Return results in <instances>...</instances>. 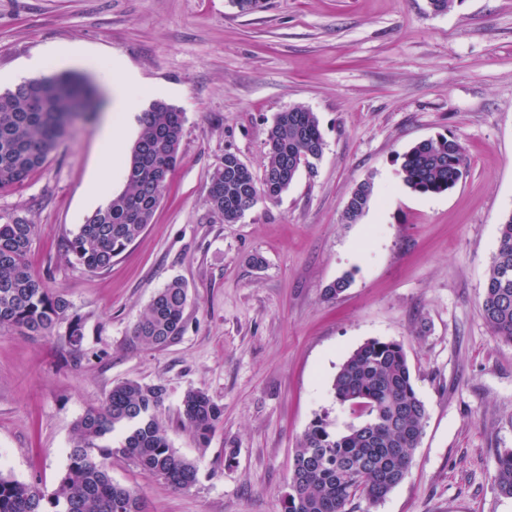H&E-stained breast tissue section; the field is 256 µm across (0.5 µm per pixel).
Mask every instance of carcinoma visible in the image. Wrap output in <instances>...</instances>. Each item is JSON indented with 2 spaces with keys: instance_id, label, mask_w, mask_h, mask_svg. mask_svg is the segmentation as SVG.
<instances>
[{
  "instance_id": "carcinoma-1",
  "label": "carcinoma",
  "mask_w": 512,
  "mask_h": 512,
  "mask_svg": "<svg viewBox=\"0 0 512 512\" xmlns=\"http://www.w3.org/2000/svg\"><path fill=\"white\" fill-rule=\"evenodd\" d=\"M93 90L82 77L58 74L27 79L0 93V191L23 183L48 160L75 121L90 110L73 111ZM140 130L126 163V186L66 239V251L93 273L115 258L151 224L177 165L184 114L154 100L138 117ZM324 139L314 112L296 105L277 113L267 136L262 180L233 153L210 175L211 211L225 223L239 221L260 200H277L298 171L323 156ZM404 184L414 192L440 194L466 175L464 146L444 135L416 143L398 156ZM372 194L371 183L352 193L345 218L356 221ZM37 226L24 217L0 224V329L48 335L66 325L74 353L84 339L82 318L49 288L29 263ZM188 292L175 279L161 288L132 329L133 339L161 349L184 330ZM482 315L493 336L512 341V213L501 224L499 244L484 286ZM335 398L360 422L338 432L323 416L302 435L289 476L284 512H346L355 499L375 506L408 475L424 430L426 408L411 380L403 346L370 340L342 363L333 381ZM166 387L135 380L112 387L105 403L87 410L73 425L68 465L47 493L0 474V512H144L140 494L112 480V458L164 480L175 490L196 482V465L172 447L156 413ZM224 415L202 390L186 393L181 425L206 447ZM494 483L512 497V448L497 455Z\"/></svg>"
}]
</instances>
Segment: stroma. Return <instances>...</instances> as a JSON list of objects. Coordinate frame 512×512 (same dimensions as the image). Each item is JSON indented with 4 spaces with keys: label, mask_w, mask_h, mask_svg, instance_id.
<instances>
[{
    "label": "stroma",
    "mask_w": 512,
    "mask_h": 512,
    "mask_svg": "<svg viewBox=\"0 0 512 512\" xmlns=\"http://www.w3.org/2000/svg\"><path fill=\"white\" fill-rule=\"evenodd\" d=\"M114 59L142 79L131 111L161 99L185 121L152 223L91 273L63 244L126 185L120 161L107 195L85 194L103 165V70ZM38 60L47 76L92 77L104 101L42 168L0 191V224H36L31 264L81 316L84 342L75 354L61 326L0 330L1 473L52 490L74 421L119 382H160L158 418L197 480L175 490L116 458L113 481L136 487L146 512H283L311 422L355 421L334 396L341 364L368 340H395L424 431L403 482L353 512H512L494 483L498 452L512 448V343L480 311L512 213V0H456L445 12L429 0H266L250 15L230 0H0V90ZM297 104L319 118L321 161L275 202L224 223L207 202L214 166L230 152L262 177L273 118ZM440 134L464 145L468 173L450 191L414 192L398 157ZM367 180L368 207L345 223ZM344 276L349 287L327 296ZM175 278L188 290L182 335L138 344L134 324ZM191 390L224 409L203 449L179 420Z\"/></svg>",
    "instance_id": "stroma-1"
}]
</instances>
